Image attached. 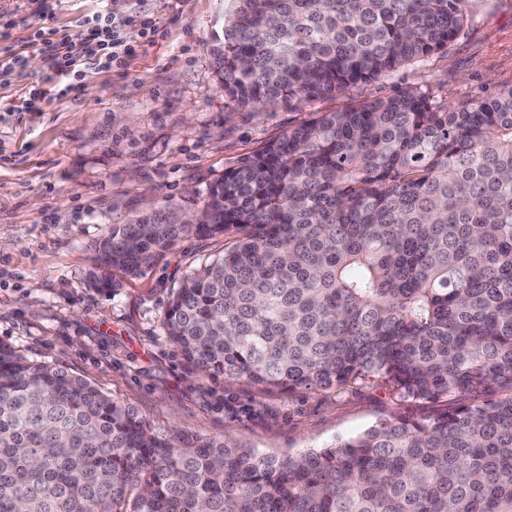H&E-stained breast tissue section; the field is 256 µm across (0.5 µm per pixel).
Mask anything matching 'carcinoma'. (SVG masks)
I'll list each match as a JSON object with an SVG mask.
<instances>
[{
    "label": "carcinoma",
    "instance_id": "cac0c4a2",
    "mask_svg": "<svg viewBox=\"0 0 512 512\" xmlns=\"http://www.w3.org/2000/svg\"><path fill=\"white\" fill-rule=\"evenodd\" d=\"M471 0H224V105L290 109L448 50ZM206 223L114 224L91 285L180 237L228 239L174 289L167 339L269 391L382 380L397 414L297 454L153 434L0 342V512H512V86L321 112L224 169Z\"/></svg>",
    "mask_w": 512,
    "mask_h": 512
}]
</instances>
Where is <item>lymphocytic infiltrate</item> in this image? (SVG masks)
<instances>
[{
    "mask_svg": "<svg viewBox=\"0 0 512 512\" xmlns=\"http://www.w3.org/2000/svg\"><path fill=\"white\" fill-rule=\"evenodd\" d=\"M80 39L58 35L55 29L41 26L20 41L12 40L10 32L0 33V76L5 77L21 68L24 49H33L47 56L53 69L63 79L54 92L62 98L76 92L87 69L111 71L133 56L136 40L154 41L159 27L152 13L138 11L128 17L111 13L102 7L83 22ZM134 28L136 38H127L126 28Z\"/></svg>",
    "mask_w": 512,
    "mask_h": 512,
    "instance_id": "1",
    "label": "lymphocytic infiltrate"
}]
</instances>
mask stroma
<instances>
[{
    "label": "stroma",
    "mask_w": 512,
    "mask_h": 512,
    "mask_svg": "<svg viewBox=\"0 0 512 512\" xmlns=\"http://www.w3.org/2000/svg\"><path fill=\"white\" fill-rule=\"evenodd\" d=\"M147 6L161 37L139 41L122 69L88 71L70 97L16 111L31 85L58 81L38 54L0 81V341L132 406L153 433L178 430L260 454L318 448L392 414L439 412L377 381L269 392L192 369L162 320L172 288L221 252L223 238L186 235L140 272H116L111 293L89 288L88 274L112 225L194 218L225 167L315 113L409 86L462 101L512 85V0H472L465 34L445 54L360 90L259 114L225 107L212 66L208 44L224 0ZM97 8V0H55L51 24L79 39Z\"/></svg>",
    "instance_id": "1"
}]
</instances>
